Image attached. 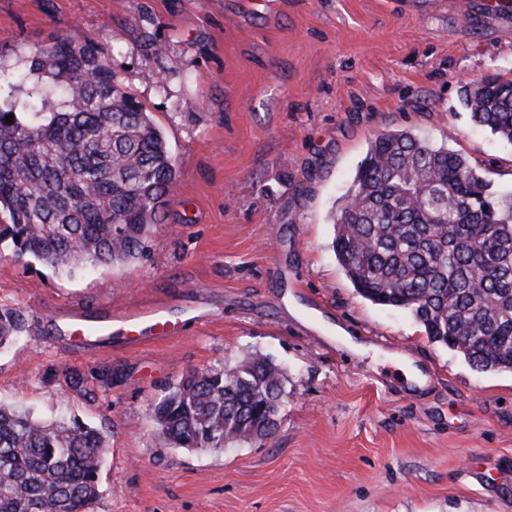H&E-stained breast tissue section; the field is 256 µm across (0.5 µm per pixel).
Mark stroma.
Instances as JSON below:
<instances>
[{
  "instance_id": "obj_1",
  "label": "stroma",
  "mask_w": 512,
  "mask_h": 512,
  "mask_svg": "<svg viewBox=\"0 0 512 512\" xmlns=\"http://www.w3.org/2000/svg\"><path fill=\"white\" fill-rule=\"evenodd\" d=\"M64 31L111 58L178 168L137 262L67 279L0 250V309L26 319L0 346V403L106 435L94 512H512V373L477 370L360 297L331 246L384 131L512 191V145L461 102L466 84L512 79V2L0 0V68L26 69ZM157 298L210 320L102 355L57 332L61 303ZM253 353L288 379L272 436L208 453L158 441L147 408L170 385Z\"/></svg>"
}]
</instances>
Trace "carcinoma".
I'll return each instance as SVG.
<instances>
[{"instance_id":"cac0c4a2","label":"carcinoma","mask_w":512,"mask_h":512,"mask_svg":"<svg viewBox=\"0 0 512 512\" xmlns=\"http://www.w3.org/2000/svg\"><path fill=\"white\" fill-rule=\"evenodd\" d=\"M463 103L512 144V81L470 83ZM176 179L162 130L97 44L60 33L35 48L27 72L0 69V245L15 256L68 277L138 259ZM332 224L333 251L361 297L408 312L479 370H512V192L489 193L455 151L386 132ZM24 330L20 311L0 309V345ZM284 383L258 354L194 370L149 406L156 437L199 452L266 438ZM107 450L96 427L0 404V512H92Z\"/></svg>"}]
</instances>
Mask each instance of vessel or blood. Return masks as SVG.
<instances>
[{"mask_svg":"<svg viewBox=\"0 0 512 512\" xmlns=\"http://www.w3.org/2000/svg\"><path fill=\"white\" fill-rule=\"evenodd\" d=\"M56 318L59 334L78 350L90 352L105 343L131 348L147 341L179 336L197 316L193 313L174 314L171 303L156 301L119 313L108 307L91 313L73 306L59 311Z\"/></svg>","mask_w":512,"mask_h":512,"instance_id":"1","label":"vessel or blood"}]
</instances>
